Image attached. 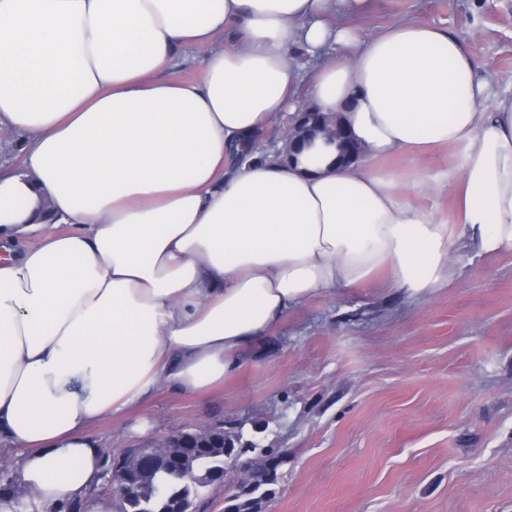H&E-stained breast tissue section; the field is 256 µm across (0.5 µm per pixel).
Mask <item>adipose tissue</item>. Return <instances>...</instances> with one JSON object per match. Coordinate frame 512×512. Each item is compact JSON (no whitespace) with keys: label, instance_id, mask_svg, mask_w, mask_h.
Listing matches in <instances>:
<instances>
[{"label":"adipose tissue","instance_id":"adipose-tissue-1","mask_svg":"<svg viewBox=\"0 0 512 512\" xmlns=\"http://www.w3.org/2000/svg\"><path fill=\"white\" fill-rule=\"evenodd\" d=\"M369 3L0 0V129L22 156L0 164V446L47 505L102 484L101 420L215 388L313 294L381 277L424 297L457 241L512 252V97L445 28L347 26ZM183 48L198 81L172 73ZM300 93L357 159L260 140ZM442 147L461 163L441 174L385 164ZM444 190L453 218L417 205Z\"/></svg>","mask_w":512,"mask_h":512}]
</instances>
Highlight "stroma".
I'll return each mask as SVG.
<instances>
[{"label":"stroma","instance_id":"1","mask_svg":"<svg viewBox=\"0 0 512 512\" xmlns=\"http://www.w3.org/2000/svg\"><path fill=\"white\" fill-rule=\"evenodd\" d=\"M407 21L465 38L512 96V0H372L362 35ZM423 298L384 285L321 291L289 311L206 394L160 390L100 421L120 451L201 423L239 460L274 459L261 512H512V252L453 248Z\"/></svg>","mask_w":512,"mask_h":512}]
</instances>
